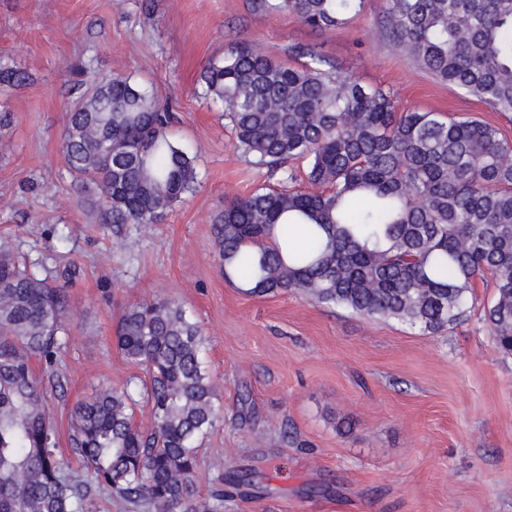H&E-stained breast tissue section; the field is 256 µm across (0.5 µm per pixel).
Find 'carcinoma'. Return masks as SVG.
Segmentation results:
<instances>
[{
  "label": "carcinoma",
  "mask_w": 512,
  "mask_h": 512,
  "mask_svg": "<svg viewBox=\"0 0 512 512\" xmlns=\"http://www.w3.org/2000/svg\"><path fill=\"white\" fill-rule=\"evenodd\" d=\"M365 0H254L330 31ZM381 32L438 81L512 114V0H383ZM286 66L248 43L202 74L223 108L233 150L284 185L225 200L214 223L224 279L250 294L296 291L370 320L436 333L468 317L472 288L491 277L484 320L512 352V141L495 126L432 111H400L391 92L362 84L314 46ZM0 64V84H28ZM174 115L127 76L95 82L67 114L62 148L79 188L93 185L101 223L155 224L199 185L174 140ZM307 188L296 189L294 164ZM0 248V512H85L97 490L155 512H216L196 496L200 440L219 419L204 339L180 303L121 308L114 341L150 373L71 409V448L55 453L47 386L65 343L64 283ZM144 399L150 427L134 421Z\"/></svg>",
  "instance_id": "obj_1"
}]
</instances>
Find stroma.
<instances>
[{
    "mask_svg": "<svg viewBox=\"0 0 512 512\" xmlns=\"http://www.w3.org/2000/svg\"><path fill=\"white\" fill-rule=\"evenodd\" d=\"M382 0L321 32L253 0H0V62L30 85L0 88V243L29 262L79 267L67 286L68 336L46 405L57 455L71 407L143 371L118 352L120 306L172 298L198 322L224 419L203 439L196 489L209 497L233 471L264 481L232 490L224 512H512V354L483 320L493 297L477 278L467 321L427 334L369 320L288 291L249 294L225 281L214 218L225 197L280 187L231 146L201 72L239 41L284 63L313 45L399 109L473 117L512 140V117L436 81L379 34ZM130 76L169 100L175 139L196 159L197 190L156 224L100 223L82 203L60 145L66 108L95 80Z\"/></svg>",
    "mask_w": 512,
    "mask_h": 512,
    "instance_id": "35a3bbf8",
    "label": "stroma"
}]
</instances>
